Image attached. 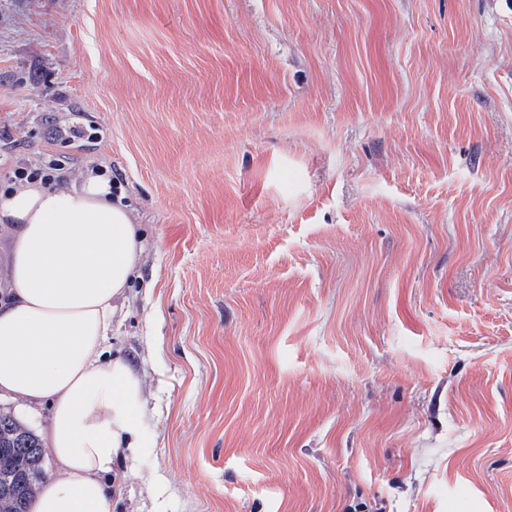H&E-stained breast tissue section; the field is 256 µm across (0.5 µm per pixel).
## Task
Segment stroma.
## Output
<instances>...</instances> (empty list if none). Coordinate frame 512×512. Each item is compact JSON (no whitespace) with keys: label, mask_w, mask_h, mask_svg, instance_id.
<instances>
[{"label":"stroma","mask_w":512,"mask_h":512,"mask_svg":"<svg viewBox=\"0 0 512 512\" xmlns=\"http://www.w3.org/2000/svg\"><path fill=\"white\" fill-rule=\"evenodd\" d=\"M50 158L144 236L114 512H512V0H0Z\"/></svg>","instance_id":"obj_1"}]
</instances>
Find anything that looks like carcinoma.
Wrapping results in <instances>:
<instances>
[{"instance_id":"obj_1","label":"carcinoma","mask_w":512,"mask_h":512,"mask_svg":"<svg viewBox=\"0 0 512 512\" xmlns=\"http://www.w3.org/2000/svg\"><path fill=\"white\" fill-rule=\"evenodd\" d=\"M43 476L44 454L37 436L0 411V512H28L36 482Z\"/></svg>"}]
</instances>
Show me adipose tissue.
I'll return each instance as SVG.
<instances>
[{
  "instance_id": "obj_1",
  "label": "adipose tissue",
  "mask_w": 512,
  "mask_h": 512,
  "mask_svg": "<svg viewBox=\"0 0 512 512\" xmlns=\"http://www.w3.org/2000/svg\"><path fill=\"white\" fill-rule=\"evenodd\" d=\"M0 223L15 228L0 302V393L51 408L55 470L30 512H112L125 467L151 448L138 376L123 357L102 356L141 234L122 195L94 172L68 188L33 180L0 191Z\"/></svg>"
}]
</instances>
